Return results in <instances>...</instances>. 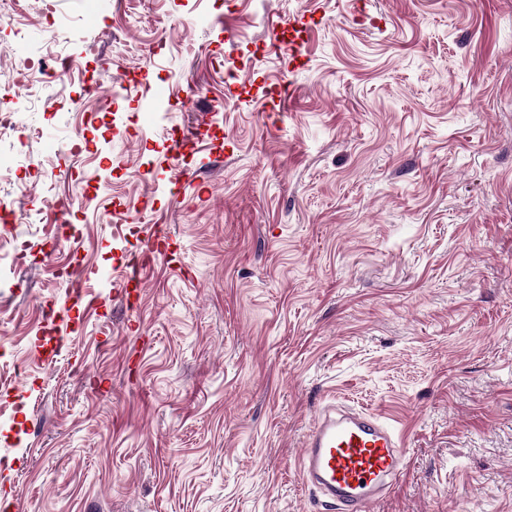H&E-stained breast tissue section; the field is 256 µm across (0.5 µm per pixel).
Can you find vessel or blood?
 Segmentation results:
<instances>
[{
  "label": "vessel or blood",
  "instance_id": "b4317fda",
  "mask_svg": "<svg viewBox=\"0 0 512 512\" xmlns=\"http://www.w3.org/2000/svg\"><path fill=\"white\" fill-rule=\"evenodd\" d=\"M402 439L381 414L333 403L318 411L300 455L304 482L340 512H373L397 483Z\"/></svg>",
  "mask_w": 512,
  "mask_h": 512
}]
</instances>
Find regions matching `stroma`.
Returning a JSON list of instances; mask_svg holds the SVG:
<instances>
[{
    "mask_svg": "<svg viewBox=\"0 0 512 512\" xmlns=\"http://www.w3.org/2000/svg\"><path fill=\"white\" fill-rule=\"evenodd\" d=\"M56 8L53 43L0 13L7 512H329L299 457L331 400L402 437L375 512H512V0Z\"/></svg>",
    "mask_w": 512,
    "mask_h": 512,
    "instance_id": "35a3bbf8",
    "label": "stroma"
}]
</instances>
